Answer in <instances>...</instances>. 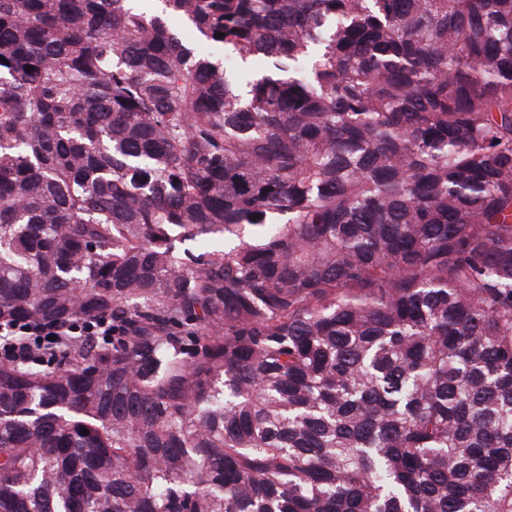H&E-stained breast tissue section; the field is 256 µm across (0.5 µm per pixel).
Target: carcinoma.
<instances>
[{"label":"carcinoma","mask_w":512,"mask_h":512,"mask_svg":"<svg viewBox=\"0 0 512 512\" xmlns=\"http://www.w3.org/2000/svg\"><path fill=\"white\" fill-rule=\"evenodd\" d=\"M132 2L0 0V512H512V0Z\"/></svg>","instance_id":"obj_1"}]
</instances>
